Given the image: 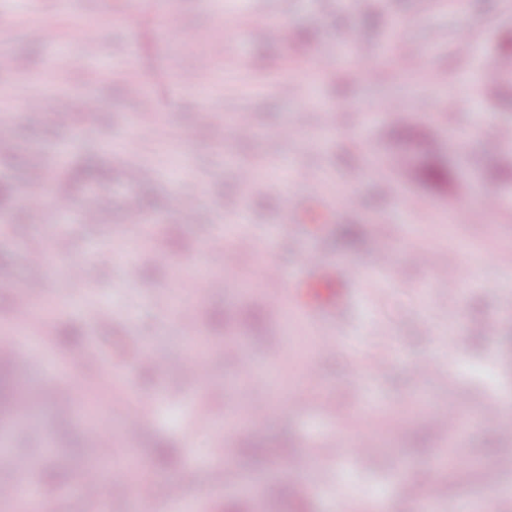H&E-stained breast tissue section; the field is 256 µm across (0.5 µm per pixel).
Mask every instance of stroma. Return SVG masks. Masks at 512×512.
<instances>
[{"mask_svg": "<svg viewBox=\"0 0 512 512\" xmlns=\"http://www.w3.org/2000/svg\"><path fill=\"white\" fill-rule=\"evenodd\" d=\"M173 11L176 34L160 26ZM58 31L34 39L33 14ZM105 24L87 43L76 19ZM512 36V0H0V104L13 119L0 129V336L21 316L20 292L42 285L44 323L29 324L40 362L17 367L22 387L52 386L38 417L55 441L44 465L77 469L92 453L83 390L98 385L113 435L146 410L129 440L141 464L133 498L82 497L59 486L48 512H133L170 479L194 512H224L253 498L257 512H343L344 499L376 512H416L404 484L440 490L438 512H512V435L472 424L487 404L512 398V73L503 72ZM393 39L407 68L361 72L368 52ZM349 43L352 57L321 67ZM72 68L57 71L61 58ZM484 73L472 81L473 72ZM191 76V84L175 79ZM41 102L38 109L27 99ZM249 111L251 137L231 118ZM74 113L71 125L54 116ZM94 163L107 179L86 186L68 167ZM49 196L70 195L67 213L47 208L41 226L16 220L33 174ZM112 199L98 224L81 214L93 193ZM179 194L183 206L167 202ZM418 199L405 210L401 194ZM154 199L145 224L128 223L125 202ZM497 202L493 212L475 206ZM345 224L361 227L355 241ZM38 239L44 265L26 264ZM236 253L233 271L212 249ZM134 243L135 273L113 254ZM328 266L303 268L302 253ZM388 258L394 277L360 286L346 268ZM463 258L460 283L437 285L431 269ZM278 265L282 281L262 269ZM314 286L322 302L346 300L328 322L265 312L264 296ZM199 324L183 335L179 314ZM231 336L270 382L241 377L234 358L214 352L206 379L181 367L204 342ZM454 341L447 353L445 341ZM432 370L421 373V363ZM268 407L258 429L220 436L227 414ZM446 407L467 418L450 435L436 417ZM362 442L366 454L346 472L333 456ZM263 448L253 465L244 443ZM167 443L178 468L156 460ZM500 467L498 494L485 482ZM306 484L315 494L296 493Z\"/></svg>", "mask_w": 512, "mask_h": 512, "instance_id": "1", "label": "stroma"}]
</instances>
